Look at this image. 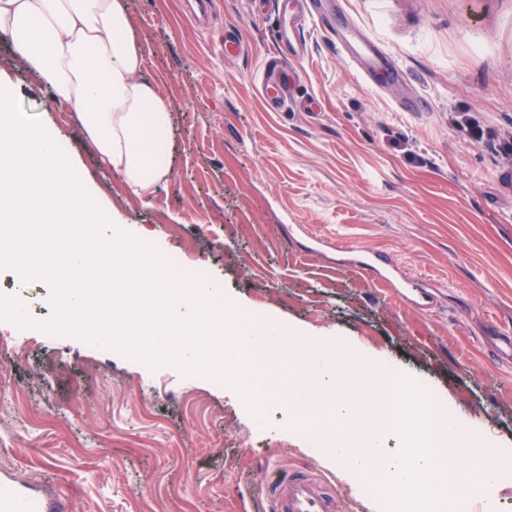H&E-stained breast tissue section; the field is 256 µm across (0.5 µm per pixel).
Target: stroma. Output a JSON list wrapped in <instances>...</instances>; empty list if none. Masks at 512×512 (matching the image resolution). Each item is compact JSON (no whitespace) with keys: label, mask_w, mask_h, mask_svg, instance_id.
<instances>
[{"label":"stroma","mask_w":512,"mask_h":512,"mask_svg":"<svg viewBox=\"0 0 512 512\" xmlns=\"http://www.w3.org/2000/svg\"><path fill=\"white\" fill-rule=\"evenodd\" d=\"M128 2L143 75L174 112L172 180L144 200L98 166L68 108L0 38V76L59 131L126 232L147 228L239 312L382 354L512 457V363L494 351L512 332V159L498 150L512 140V0H340L343 25L400 79H364L310 21L276 110L263 92L277 75L274 6L219 0L194 22L183 0ZM228 29L240 55L224 53ZM414 98L426 111L403 110ZM460 112L486 141L452 125ZM369 250L394 277L354 267ZM0 296L32 321L0 319V481L21 493L67 512H245L266 461L321 465L292 426L302 377L270 368L260 422L224 381L41 330L46 282L0 269Z\"/></svg>","instance_id":"35a3bbf8"}]
</instances>
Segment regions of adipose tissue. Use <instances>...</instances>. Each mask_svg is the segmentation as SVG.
Instances as JSON below:
<instances>
[{"instance_id":"adipose-tissue-1","label":"adipose tissue","mask_w":512,"mask_h":512,"mask_svg":"<svg viewBox=\"0 0 512 512\" xmlns=\"http://www.w3.org/2000/svg\"><path fill=\"white\" fill-rule=\"evenodd\" d=\"M0 37L66 104L100 163L146 198L172 180L173 112L143 78L128 0H0Z\"/></svg>"}]
</instances>
